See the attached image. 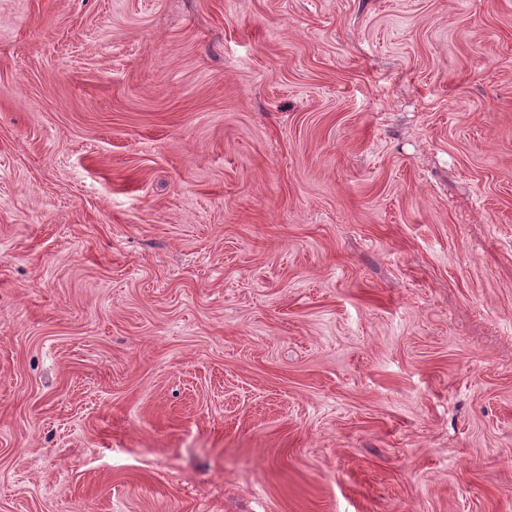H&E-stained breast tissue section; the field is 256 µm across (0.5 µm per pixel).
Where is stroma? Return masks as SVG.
Wrapping results in <instances>:
<instances>
[{"label":"stroma","instance_id":"stroma-1","mask_svg":"<svg viewBox=\"0 0 512 512\" xmlns=\"http://www.w3.org/2000/svg\"><path fill=\"white\" fill-rule=\"evenodd\" d=\"M0 512H512V0H0Z\"/></svg>","mask_w":512,"mask_h":512}]
</instances>
